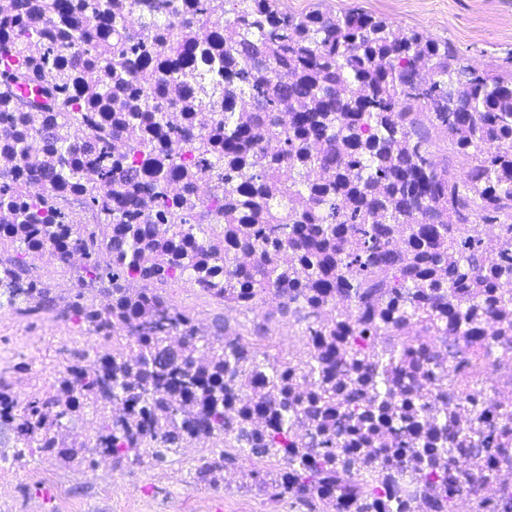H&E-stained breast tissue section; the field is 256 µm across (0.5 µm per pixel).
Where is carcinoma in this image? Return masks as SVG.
Returning a JSON list of instances; mask_svg holds the SVG:
<instances>
[{"instance_id":"carcinoma-1","label":"carcinoma","mask_w":512,"mask_h":512,"mask_svg":"<svg viewBox=\"0 0 512 512\" xmlns=\"http://www.w3.org/2000/svg\"><path fill=\"white\" fill-rule=\"evenodd\" d=\"M224 4L231 8L219 19L211 0H190L180 24L153 38L114 41L123 13L113 0L86 4L91 21L71 13L66 0H17L18 16L61 13L66 25L61 36L20 20L3 30L0 84L33 87L27 74L36 45L61 111L76 101L93 112L114 86L140 107L117 126L94 117L92 139L81 149L61 124L0 114L16 156H24L29 134L44 137L50 186L75 183L93 166L107 188L86 198L104 232L91 242L64 208L45 224L50 199L26 198L16 181L0 178V211L11 220L0 223V299L26 312L56 307L59 297L25 257L44 247L82 249L79 292L60 314L112 341V352L90 365L75 356L52 392L20 400L0 378V424L16 433V460L36 450L65 463L100 454L140 465L161 462L192 440L216 439L223 450L195 465L211 486L234 461L227 449L236 448L278 463L264 475L247 474L258 496L289 495L307 512H340L345 501L357 512H410L412 488L383 499L395 474L390 459L375 460L374 434L411 420L446 433L452 423L426 413L429 400L407 385V372L432 373L435 337L479 335L474 322L482 310L512 321V297L499 292L512 280V71L479 72L448 42L403 32L371 13L314 9L293 17L279 0ZM215 28L224 32L222 84L192 66L209 57ZM79 43L86 47L72 65L109 77L86 98L75 92L67 65ZM162 53L184 62L180 77L198 97L200 132H182V162L144 173L137 156L159 149L164 90H142L132 74ZM241 94L258 111H232ZM220 99L224 111L215 112ZM440 137L451 154L470 158L467 180L433 154ZM198 162L224 171V196L191 185L172 201L167 180ZM144 184L154 202L150 222L140 217ZM220 210L222 239L204 223ZM481 222L501 225L490 264ZM131 281L141 287H128ZM175 281H194L212 299L242 308L276 290L281 312L305 323L306 358L271 354L260 325L251 341L228 334L220 319L213 332L198 334L193 318L158 289ZM84 290L106 303L82 302ZM331 304L350 313L325 325L321 312ZM380 336L388 341L379 344ZM409 336L418 347L410 361L400 346ZM87 410L99 420L92 444L65 445L63 429ZM500 419L499 428L473 429L461 443L408 429L401 447L426 486L425 512H453L457 459L508 455L512 408L503 407ZM343 425L358 442L339 453Z\"/></svg>"}]
</instances>
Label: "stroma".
<instances>
[{
    "mask_svg": "<svg viewBox=\"0 0 512 512\" xmlns=\"http://www.w3.org/2000/svg\"><path fill=\"white\" fill-rule=\"evenodd\" d=\"M282 8L292 15L312 9L337 15L363 10L388 18L401 30L448 41L476 70H512V0H282ZM163 291L203 329L221 317L245 336L263 325L283 348L302 338L303 324L282 318L278 304L227 308L200 289L173 282ZM106 348L102 338L53 312L25 315L0 308V374L19 398L50 391L73 353H85L91 362ZM211 451L210 442L195 441L165 462L121 467L105 456L91 464H65L39 452L19 463L0 460V512H170L175 503L179 512H305L293 498L258 497L247 490L249 470L273 468L266 458L237 455L216 487L198 480L194 466Z\"/></svg>",
    "mask_w": 512,
    "mask_h": 512,
    "instance_id": "35a3bbf8",
    "label": "stroma"
}]
</instances>
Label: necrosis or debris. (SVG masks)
<instances>
[{
  "mask_svg": "<svg viewBox=\"0 0 512 512\" xmlns=\"http://www.w3.org/2000/svg\"><path fill=\"white\" fill-rule=\"evenodd\" d=\"M126 17L124 26L114 32L116 38L129 39L155 34L156 21L176 23L179 0H117ZM133 81L142 89L164 85V106L169 128L184 127L189 118L187 104L182 100L178 83L166 79L161 67L147 65L138 68ZM25 160H17L11 141L0 131V175L20 182L23 194L29 198L45 196L46 182L37 169L46 155L42 136H29L25 143ZM479 331L471 341L454 336H442L435 342L438 366L425 390H448V411L463 421L491 427L498 421L501 402H512V324L501 316L483 313L476 319ZM497 478L486 483L476 479L477 465L462 462L457 466L461 490L457 495V512H485L487 506L505 508L512 501V462L500 458L488 461Z\"/></svg>",
  "mask_w": 512,
  "mask_h": 512,
  "instance_id": "obj_1",
  "label": "necrosis or debris"
}]
</instances>
